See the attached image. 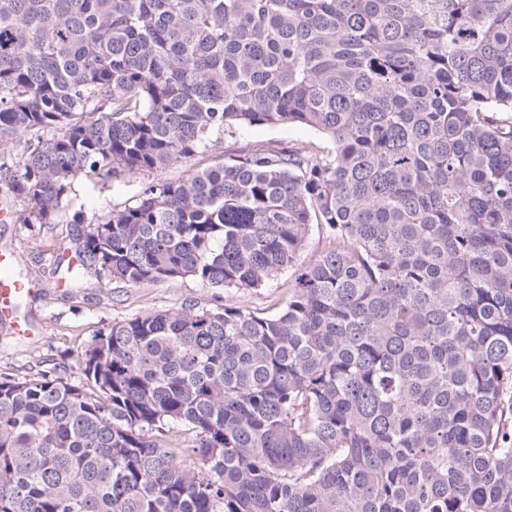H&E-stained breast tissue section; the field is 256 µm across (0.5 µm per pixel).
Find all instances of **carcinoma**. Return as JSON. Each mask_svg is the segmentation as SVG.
Returning <instances> with one entry per match:
<instances>
[{
	"label": "carcinoma",
	"instance_id": "obj_1",
	"mask_svg": "<svg viewBox=\"0 0 512 512\" xmlns=\"http://www.w3.org/2000/svg\"><path fill=\"white\" fill-rule=\"evenodd\" d=\"M279 125L332 149L74 211L76 275L294 284L115 320L77 383L1 376L0 512H512V0H0L21 224ZM206 149L187 160H182L151 171L150 173L129 172L119 179L99 175L93 180L79 177L75 182L77 194L76 208L83 205L85 210L99 215L112 209H122L135 203L142 186L150 181H172L186 179L194 171L214 165L224 158V154L257 144L277 142L282 147H304L318 144L332 148L331 142L323 135L307 127L281 125L276 127H241L233 134H214ZM214 140H217L215 142Z\"/></svg>",
	"mask_w": 512,
	"mask_h": 512
}]
</instances>
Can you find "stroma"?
<instances>
[{"mask_svg": "<svg viewBox=\"0 0 512 512\" xmlns=\"http://www.w3.org/2000/svg\"><path fill=\"white\" fill-rule=\"evenodd\" d=\"M276 142L282 147L316 144L329 147L323 135L307 127H242L217 134L214 142L189 159L148 173L129 172L121 178H78L77 201L85 210L106 214L133 205L142 186L150 181L187 178L194 171L214 165L224 155L257 144ZM25 205L0 192V257L30 286L15 299L20 323L30 335L0 326V373L21 377L57 368L77 380V355L112 321L150 311L177 310L188 301L211 304L214 289L191 277L137 286L97 278L94 273L72 278L65 263L73 258L77 228L72 209H65L52 224H21L16 220Z\"/></svg>", "mask_w": 512, "mask_h": 512, "instance_id": "1", "label": "stroma"}]
</instances>
